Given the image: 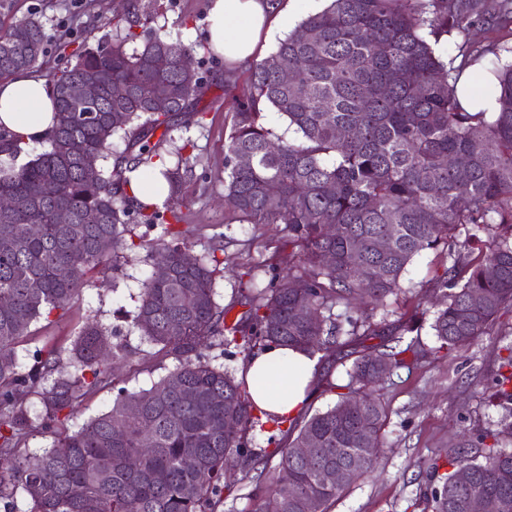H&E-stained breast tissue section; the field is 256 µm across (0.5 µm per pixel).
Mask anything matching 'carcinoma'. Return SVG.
<instances>
[{
	"instance_id": "1",
	"label": "carcinoma",
	"mask_w": 512,
	"mask_h": 512,
	"mask_svg": "<svg viewBox=\"0 0 512 512\" xmlns=\"http://www.w3.org/2000/svg\"><path fill=\"white\" fill-rule=\"evenodd\" d=\"M130 9L112 14V40L61 53L52 75L56 125L48 148H32L0 131V499L20 486L27 512H219L229 466L254 472L256 512H328L330 505L368 473L380 454L384 405L372 387L418 354L408 322L390 332L352 315L362 300L384 305L402 291L401 278L428 250L459 253L436 277L440 295L431 329L434 353L470 345L487 334L512 304V62L501 48L471 41V30L491 20L512 25V0H329L305 17L267 57L251 64L245 86L226 87L234 107L224 141V200L246 224H284L299 264L282 277L259 263L245 295L249 311L233 324L214 301L224 261L211 252L188 263L190 251L179 196L192 173L188 145L172 164L161 161L169 185L165 210L131 211L124 192L129 169L153 165L151 138L167 135L175 118L197 111L208 87L204 61L192 46L150 31ZM457 40V58L444 61L436 45ZM50 37L31 14L0 30V78L35 67L49 52ZM167 56L160 71L153 62ZM490 59L497 110L468 112L457 95L460 72ZM295 75L286 82L285 72ZM97 89L93 117L72 93ZM124 88L121 96L113 88ZM328 102L331 108L324 109ZM272 109L288 121L285 140L264 123ZM125 142L122 160L97 165L87 175L83 155H110ZM465 157L459 169L453 160ZM159 234L147 243L167 257L169 273L141 283L132 319L140 335L176 366L151 388L121 385L108 360L125 355L112 332L88 324L61 361L53 349L36 354L27 370L16 349L31 326L67 312L98 270L126 245L130 220ZM41 232L29 233V226ZM471 225L465 240L456 230ZM336 226V233L330 226ZM482 242L463 261L462 249ZM332 253L336 264L328 266ZM67 268L69 276L56 271ZM307 309L298 317L296 306ZM343 311L335 313L334 309ZM388 334L390 342L365 347L348 371L347 392L325 411L297 416L280 434L290 437L269 456L251 448L259 417L248 391L204 353L210 340L249 358L270 344L310 355H333L336 337L356 345ZM493 377L494 396L507 412L496 430L481 431L447 448L429 467L424 492L431 512H512V345ZM111 387L112 408L71 432L55 436L42 453L24 452L32 421L22 397L35 393L40 427L57 431L64 412L100 387ZM355 399L353 410L347 404ZM233 417L236 431L224 429ZM317 455L296 453L308 441ZM192 456L195 464L183 466ZM341 467V482L322 472ZM465 472L468 479L457 480Z\"/></svg>"
}]
</instances>
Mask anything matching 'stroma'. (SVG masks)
I'll list each match as a JSON object with an SVG mask.
<instances>
[{
	"label": "stroma",
	"mask_w": 512,
	"mask_h": 512,
	"mask_svg": "<svg viewBox=\"0 0 512 512\" xmlns=\"http://www.w3.org/2000/svg\"><path fill=\"white\" fill-rule=\"evenodd\" d=\"M162 3L154 27L171 38L191 42L196 55L206 60L210 88L200 102L205 110L202 120L179 116L169 139L161 140L157 151L167 154L186 139L194 144L189 151L193 174L182 186L183 228L195 255L223 245L224 274L216 280L214 300L232 322L247 310L241 296L250 286L249 268L266 260L284 275L296 264L297 257L288 244L284 225L232 222L224 205V139L232 110L224 85L233 81L245 84V66H227L208 49L205 35L209 0ZM112 10L113 0H0V30L33 13L39 16L53 43L94 45L111 37L107 20ZM147 233L145 225H133L132 245L84 288L63 317L50 324L41 320L32 325L31 336L17 350L22 368H29L36 351L47 346L56 348L61 360H68L73 337L92 321L112 329L114 342L124 348L125 358L113 361L111 370L128 388H150L174 368V360L158 356L155 346L131 326L139 285L152 270L149 251L140 245ZM450 264L445 249L424 252L408 266L399 299L390 301L384 309L363 303L354 311L359 320L373 323L418 320L416 341L421 355L409 367L394 371L376 385L375 394L387 411L384 446L374 469L332 503L329 512H424L428 460L463 432L475 434L498 427L502 412L490 406L488 398L499 357L512 343V307L502 310L490 334L464 349L433 354L432 284Z\"/></svg>",
	"instance_id": "35a3bbf8"
}]
</instances>
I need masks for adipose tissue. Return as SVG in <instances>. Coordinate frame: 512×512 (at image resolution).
<instances>
[{"instance_id":"obj_1","label":"adipose tissue","mask_w":512,"mask_h":512,"mask_svg":"<svg viewBox=\"0 0 512 512\" xmlns=\"http://www.w3.org/2000/svg\"><path fill=\"white\" fill-rule=\"evenodd\" d=\"M280 0H210L206 39L228 64L256 58L260 42L285 21ZM55 104L46 78L19 71L0 80V129L28 145L46 141L55 126ZM317 360L276 345L262 349L241 373L254 406L272 418L298 416L312 397Z\"/></svg>"}]
</instances>
